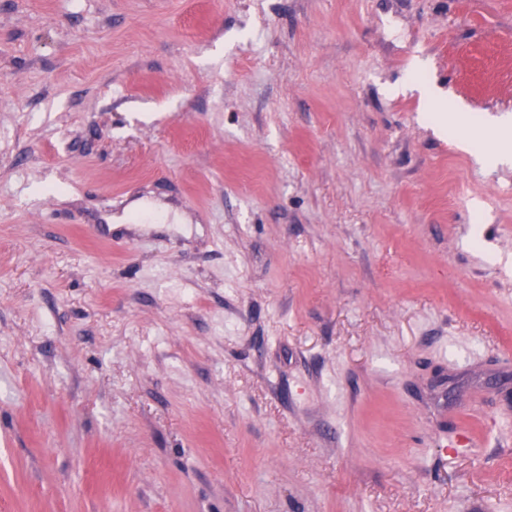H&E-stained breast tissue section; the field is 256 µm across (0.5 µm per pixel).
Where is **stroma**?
Here are the masks:
<instances>
[{
    "instance_id": "obj_1",
    "label": "stroma",
    "mask_w": 512,
    "mask_h": 512,
    "mask_svg": "<svg viewBox=\"0 0 512 512\" xmlns=\"http://www.w3.org/2000/svg\"><path fill=\"white\" fill-rule=\"evenodd\" d=\"M512 0H0V512H512Z\"/></svg>"
}]
</instances>
